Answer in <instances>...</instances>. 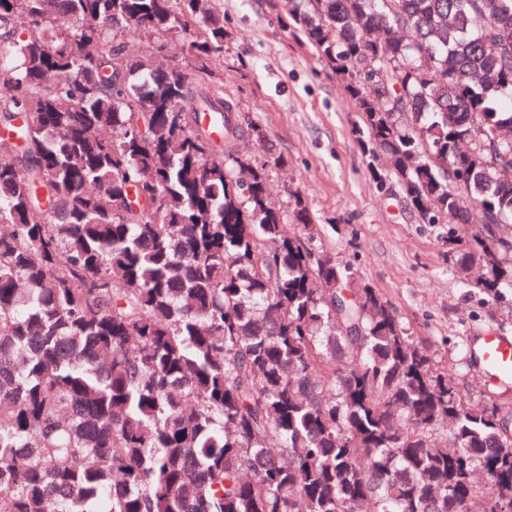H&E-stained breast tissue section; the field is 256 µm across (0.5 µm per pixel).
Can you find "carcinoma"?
<instances>
[{
	"label": "carcinoma",
	"instance_id": "1",
	"mask_svg": "<svg viewBox=\"0 0 512 512\" xmlns=\"http://www.w3.org/2000/svg\"><path fill=\"white\" fill-rule=\"evenodd\" d=\"M273 3L377 191L512 288V0ZM224 37L215 0H0V512H512L500 410L270 200Z\"/></svg>",
	"mask_w": 512,
	"mask_h": 512
}]
</instances>
